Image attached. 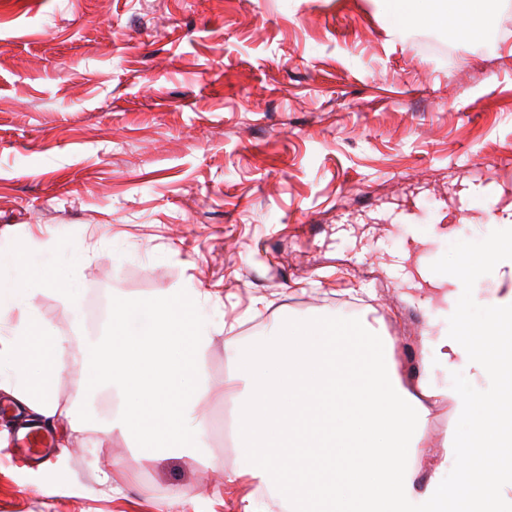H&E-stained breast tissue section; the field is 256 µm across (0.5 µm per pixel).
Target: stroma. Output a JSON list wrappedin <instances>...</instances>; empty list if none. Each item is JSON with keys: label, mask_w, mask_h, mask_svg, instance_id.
Wrapping results in <instances>:
<instances>
[{"label": "stroma", "mask_w": 512, "mask_h": 512, "mask_svg": "<svg viewBox=\"0 0 512 512\" xmlns=\"http://www.w3.org/2000/svg\"><path fill=\"white\" fill-rule=\"evenodd\" d=\"M491 180L512 204V0H491L477 41L395 27L379 0H0V246L40 239L78 264L80 316L49 293L34 305L67 347L60 404L93 416L31 447L0 390V512H240L223 395L200 406L196 456L147 462L107 436L116 399L84 386L83 339L105 326L92 304L207 296L220 384L225 337L349 300L382 319L412 382L448 321L388 258L410 237L462 269L495 232ZM116 462L132 477L119 498Z\"/></svg>", "instance_id": "35a3bbf8"}]
</instances>
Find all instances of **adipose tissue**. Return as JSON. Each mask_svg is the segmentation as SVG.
<instances>
[{
  "mask_svg": "<svg viewBox=\"0 0 512 512\" xmlns=\"http://www.w3.org/2000/svg\"><path fill=\"white\" fill-rule=\"evenodd\" d=\"M399 26L431 23L470 39L483 32L488 0H463L455 12L432 0H382ZM49 243L0 249V319L20 325L0 365L16 380L12 397L34 415L68 421L55 387L66 349L32 315V300L55 293L79 311L82 280L48 259ZM493 280L500 295L482 317L470 314L469 289ZM459 326L424 341V362L442 381L400 380L395 340L380 320L282 316L275 332L249 342L224 339L231 370L239 466L230 484L265 489L267 512H504L512 505V243L485 246L444 293ZM493 375L496 388L479 389ZM450 408L441 456L427 459L423 439L434 412ZM456 466L454 484L443 483Z\"/></svg>",
  "mask_w": 512,
  "mask_h": 512,
  "instance_id": "obj_1",
  "label": "adipose tissue"
}]
</instances>
